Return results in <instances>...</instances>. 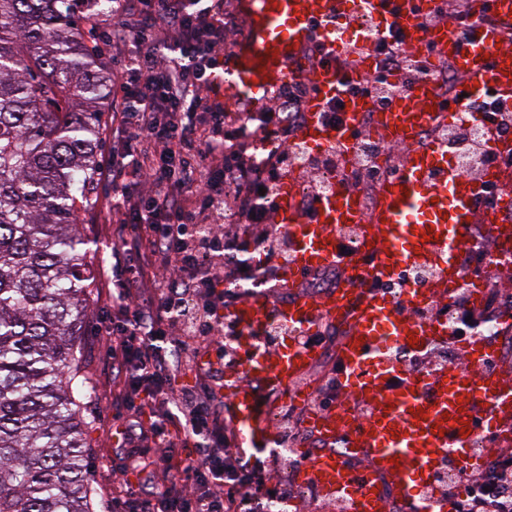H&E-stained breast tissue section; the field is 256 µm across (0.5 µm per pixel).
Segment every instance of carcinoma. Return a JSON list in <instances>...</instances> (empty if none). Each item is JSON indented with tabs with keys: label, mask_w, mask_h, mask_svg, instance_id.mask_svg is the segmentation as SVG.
Returning a JSON list of instances; mask_svg holds the SVG:
<instances>
[{
	"label": "carcinoma",
	"mask_w": 512,
	"mask_h": 512,
	"mask_svg": "<svg viewBox=\"0 0 512 512\" xmlns=\"http://www.w3.org/2000/svg\"><path fill=\"white\" fill-rule=\"evenodd\" d=\"M101 0H0V512H96L80 412L91 205L112 73Z\"/></svg>",
	"instance_id": "obj_1"
}]
</instances>
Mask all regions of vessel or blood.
Listing matches in <instances>:
<instances>
[{"mask_svg": "<svg viewBox=\"0 0 512 512\" xmlns=\"http://www.w3.org/2000/svg\"><path fill=\"white\" fill-rule=\"evenodd\" d=\"M440 0H241L250 28L247 42L229 50L211 80L217 96L233 103L261 105L274 98L287 80L301 74L310 87L306 119L292 136L320 153L354 142L366 112L377 111L378 132L392 153L395 171L376 190V203L343 178L321 195L310 212L302 210L301 174L280 181L271 221L288 234V255L279 262L276 288L281 299L250 296L230 310L238 334L235 363L225 368L226 405L234 425L250 446L267 448L277 440L270 405L259 390L299 392L316 364L312 346L299 344V332L336 319L348 327L336 351L339 400L319 411L314 424L325 447L312 455L301 472L303 482L322 495L320 512H387L378 477L400 494L406 512H437L442 498L432 481L444 461L474 464L475 441L512 420V371L484 365L487 346L473 338L459 344L453 365L429 369L426 385L408 366L393 359L389 347L428 349L447 336L437 310L458 293L460 251L472 244L475 225L483 223L476 200L489 185L512 196V167L503 164L468 175L456 168L447 143L434 139L416 145L426 127L447 126L466 104L495 92L512 111V0H470L478 17L469 34L456 36L447 21L426 22ZM369 15L376 33L400 31L404 47L416 54L433 45L436 55L452 60L460 77V98L445 103L430 78L417 77L375 110L371 96L350 88L376 69L368 37L336 40L333 19L352 23ZM318 35L331 61L302 67L311 35ZM341 101L340 123L327 119L329 103ZM355 225L361 251L345 248L341 231ZM338 266L340 288L323 297L300 292L303 276L324 266ZM413 265L437 272L426 288H410L397 302L385 292ZM286 325L278 347L264 349L263 332L270 320ZM356 448L357 465L332 452L336 439Z\"/></svg>", "mask_w": 512, "mask_h": 512, "instance_id": "1", "label": "vessel or blood"}]
</instances>
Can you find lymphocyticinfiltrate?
Wrapping results in <instances>:
<instances>
[{
    "mask_svg": "<svg viewBox=\"0 0 512 512\" xmlns=\"http://www.w3.org/2000/svg\"><path fill=\"white\" fill-rule=\"evenodd\" d=\"M112 178L117 225L112 246V365L131 447L180 448L167 484L148 490L119 476L118 512H263L265 497L287 498L267 479L262 451L238 447L224 415L229 310L265 294L277 280L270 213L275 189L293 169L292 154L263 152L269 138L288 141L304 121L309 87L286 83L287 104L272 101L227 112L208 97V72L232 46L234 15L224 0H112ZM381 67L362 92L387 103L411 82L399 33L375 37ZM401 74V84L391 83ZM483 121L438 129L475 165L490 137L512 135V112L482 101ZM237 210L238 230L224 222ZM189 384L176 386L178 376ZM170 410L146 419L151 401ZM466 487L453 512H506L512 462L488 489Z\"/></svg>",
    "mask_w": 512,
    "mask_h": 512,
    "instance_id": "obj_1",
    "label": "lymphocytic infiltrate"
}]
</instances>
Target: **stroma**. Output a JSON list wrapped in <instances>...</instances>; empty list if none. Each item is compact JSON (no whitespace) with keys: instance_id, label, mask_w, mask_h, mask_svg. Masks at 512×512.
I'll list each match as a JSON object with an SVG mask.
<instances>
[{"instance_id":"obj_1","label":"stroma","mask_w":512,"mask_h":512,"mask_svg":"<svg viewBox=\"0 0 512 512\" xmlns=\"http://www.w3.org/2000/svg\"><path fill=\"white\" fill-rule=\"evenodd\" d=\"M92 208L82 211L79 224L86 237L98 243V250L88 255L91 268L111 267L112 237L115 226L112 222V182L105 178L93 184ZM111 281L95 282L89 296L87 317L81 330L83 350L82 373L91 388L89 398L81 402V412L87 424L86 438L89 445V462L93 486L100 503L99 512H112L113 472L127 468L131 482L139 483L146 478L165 482L170 477L160 451L148 449L146 456L154 465L147 470L128 468L125 458L124 422L112 411V339L108 337L103 320L111 315L109 302Z\"/></svg>"}]
</instances>
